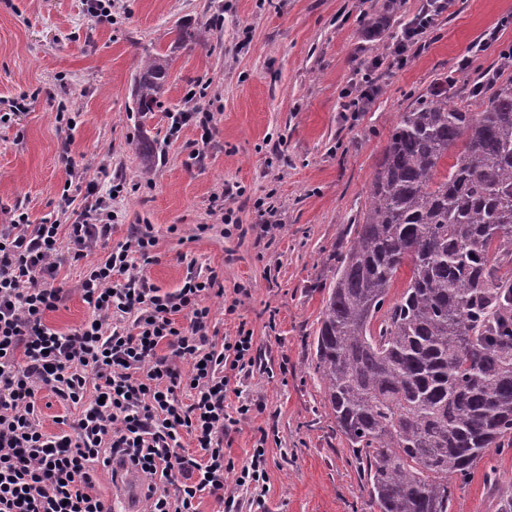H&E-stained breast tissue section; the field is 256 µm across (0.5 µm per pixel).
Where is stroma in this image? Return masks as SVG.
<instances>
[{
	"mask_svg": "<svg viewBox=\"0 0 512 512\" xmlns=\"http://www.w3.org/2000/svg\"><path fill=\"white\" fill-rule=\"evenodd\" d=\"M0 0V224L15 210L30 223H71L85 187L125 186L109 238L56 277L65 298L45 322L78 328L92 311L80 284L91 265L143 225L157 243L137 267L149 285L181 288L188 272L216 274L209 300L217 338L253 333V365L241 396L259 411L224 433V457L246 465L266 450V512H374L352 454L337 432L314 372L312 341L326 285L370 195L391 126L446 76L449 102L468 101L501 69L499 43L459 62L483 32L512 17V0H453L424 48L400 66L389 49L425 0ZM184 24L199 37L175 45ZM170 54L157 111H127L146 49ZM379 91L344 111L362 73ZM69 106L75 127L57 123ZM210 114L208 129L172 132L170 113ZM73 202L61 210L65 184ZM497 493L475 473L452 512H497Z\"/></svg>",
	"mask_w": 512,
	"mask_h": 512,
	"instance_id": "stroma-1",
	"label": "stroma"
}]
</instances>
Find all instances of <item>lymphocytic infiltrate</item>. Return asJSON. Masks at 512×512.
Instances as JSON below:
<instances>
[{
    "label": "lymphocytic infiltrate",
    "instance_id": "obj_1",
    "mask_svg": "<svg viewBox=\"0 0 512 512\" xmlns=\"http://www.w3.org/2000/svg\"><path fill=\"white\" fill-rule=\"evenodd\" d=\"M112 195L96 196L65 230L29 224L23 212L0 225V512H103L95 466L115 457L140 471L148 512H197L205 495L226 512L242 498L259 510L264 449L239 470L224 460L225 428L253 410L227 409L252 362L253 336L210 338L216 275L187 277L174 294L147 285L135 265L156 245L145 229L89 269L80 290L91 319L66 334L45 323L63 298L61 263L83 260L111 232ZM43 388L76 408L69 431L43 432ZM186 434L190 454L180 450Z\"/></svg>",
    "mask_w": 512,
    "mask_h": 512
}]
</instances>
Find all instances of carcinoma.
Masks as SVG:
<instances>
[{
	"mask_svg": "<svg viewBox=\"0 0 512 512\" xmlns=\"http://www.w3.org/2000/svg\"><path fill=\"white\" fill-rule=\"evenodd\" d=\"M169 71L145 53L132 111ZM324 291L315 372L373 506L451 512L487 450H512V78L474 109L439 85L400 114Z\"/></svg>",
	"mask_w": 512,
	"mask_h": 512,
	"instance_id": "cac0c4a2",
	"label": "carcinoma"
}]
</instances>
